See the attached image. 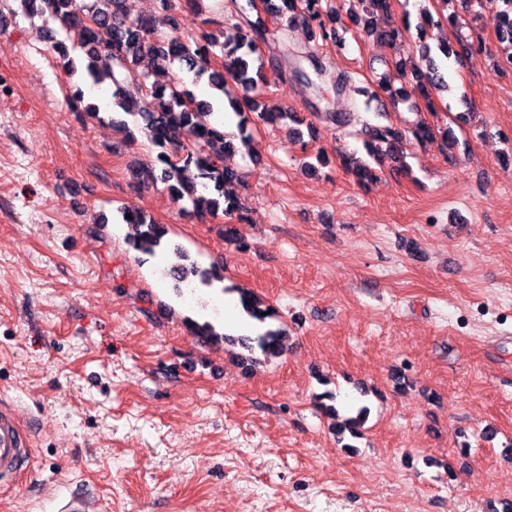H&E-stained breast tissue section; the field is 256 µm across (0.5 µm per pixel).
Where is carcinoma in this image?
Segmentation results:
<instances>
[{
  "instance_id": "cac0c4a2",
  "label": "carcinoma",
  "mask_w": 512,
  "mask_h": 512,
  "mask_svg": "<svg viewBox=\"0 0 512 512\" xmlns=\"http://www.w3.org/2000/svg\"><path fill=\"white\" fill-rule=\"evenodd\" d=\"M40 13L48 14L68 36L76 40L87 59L86 71L96 81L101 80L96 62L101 56L109 60L105 77L113 86L112 98L123 113L137 116L143 121L142 130L149 142L159 152L157 165L136 171L142 184L163 182L176 202L184 199L192 203L200 216L224 213L231 221L246 220L247 209L237 197L224 193V186L240 180L237 170L224 165V154L234 149L233 140L227 138L224 124L210 121L214 103L197 98L188 89L187 82L179 76L164 81H149V76L138 71L139 61L150 57L162 62L177 61L184 65L194 79L208 75L209 84L217 91L215 99L229 107L237 118L240 141H251V130L256 125H282L293 118V113L268 104L259 92V85L267 83L262 73V54L259 43L265 41L269 31L266 18L248 12L253 9L251 0L238 6L241 21L224 28V69L211 68V57L217 40L210 28L220 24L214 18H206L202 28L193 35H177L178 19L167 17L172 34L155 33V22L145 17H131L126 0H38ZM478 9L470 12L472 19L488 16L493 21L498 42L502 45L506 61L512 64V0H476ZM389 0H352L350 17L362 24L363 32L380 41L395 44L402 33L393 27L380 31L373 25V16L388 9ZM289 13L288 26L301 21L311 30L310 39L327 43L336 41V9L324 5V0H282V8L271 16L279 18ZM423 22L417 25L421 63L401 59L392 70L375 81L376 87L395 99L406 94V86L412 85L421 96L430 101L431 92L449 89L448 75L438 59H461L454 45L439 39L435 44L427 43V28L439 26L432 14L423 11ZM295 63V77L315 93L320 92L326 78V69L312 68L306 72L301 68L304 61L317 59V50L305 47L291 53ZM181 130L188 131L193 141L184 145L177 140ZM365 148L371 161L354 155L342 157V166L365 183L375 174L373 165H382L389 160L404 168L405 150L408 142L415 140L439 141L443 152L457 146L453 130L448 126L417 122L407 129L391 125H369L365 127ZM124 222L135 230L130 238L134 249L143 255L153 256L162 246L168 234L166 225L159 224L147 216L131 213ZM169 271L173 273L177 294L192 284L210 287L224 281V271L218 266L202 268L181 248L172 251ZM243 311L259 324V331L245 348L249 352L260 351L267 359H277L285 351L286 333L282 329V318L274 305L260 295L240 291ZM188 332L203 343L212 344L226 338L209 322L189 319ZM369 414V408L361 406L355 416L336 427L338 434L349 433L350 437L361 435L359 428Z\"/></svg>"
}]
</instances>
